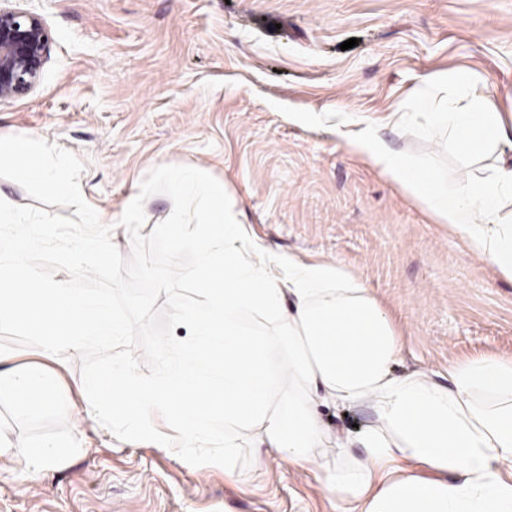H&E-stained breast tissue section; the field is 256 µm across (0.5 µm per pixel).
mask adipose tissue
Instances as JSON below:
<instances>
[{"label":"adipose tissue","mask_w":512,"mask_h":512,"mask_svg":"<svg viewBox=\"0 0 512 512\" xmlns=\"http://www.w3.org/2000/svg\"><path fill=\"white\" fill-rule=\"evenodd\" d=\"M432 81L442 97L404 106L400 118L424 131L447 129L461 160H487L481 179L446 189L434 170L390 150L374 121L350 145L512 279V214L501 208L512 197V162L504 157L512 127L488 83L469 71L451 68ZM168 180L176 212L191 195L205 205L196 233L179 223L168 228L174 246L189 242L198 252L205 301L189 316L201 343L163 361L160 380L132 393L123 384L131 364L111 379L94 378L86 409L108 401L113 418L137 435L147 411L167 408L189 447L223 423L224 474L233 479L237 427L256 429L269 450L303 468L326 442L318 403L366 404L376 420L362 436L363 455H351L348 438L336 437V459L318 473L338 512H512V360L456 362L446 387L419 370L393 375L404 340L368 288L340 267L260 249L227 208L223 183L205 169L175 170ZM257 313L275 317L277 335L247 327ZM10 359L0 352V394L23 414L53 405V375Z\"/></svg>","instance_id":"ef3b65f1"}]
</instances>
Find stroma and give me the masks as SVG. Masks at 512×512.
I'll return each instance as SVG.
<instances>
[{
    "label": "stroma",
    "instance_id": "obj_1",
    "mask_svg": "<svg viewBox=\"0 0 512 512\" xmlns=\"http://www.w3.org/2000/svg\"><path fill=\"white\" fill-rule=\"evenodd\" d=\"M53 35L34 90L0 105V136L30 135L80 158L86 202L120 218L143 178L165 164L206 169L269 252L340 267L369 288L404 338L394 375L448 381L451 362L512 359V280L463 252L447 224L347 144L355 120L378 118L461 67L486 80L512 114V0H22ZM357 44L343 49L348 39ZM393 151L436 169L448 187L483 176L438 129L391 122ZM43 361L59 403L29 416L0 395V440L72 443L33 478L0 457V512H335L314 472L268 456L239 429L224 476V428L193 451L175 417L148 411L129 436L108 403L75 414L80 359ZM328 437L361 454L364 405L319 409Z\"/></svg>",
    "mask_w": 512,
    "mask_h": 512
}]
</instances>
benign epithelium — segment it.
Wrapping results in <instances>:
<instances>
[{
  "label": "benign epithelium",
  "mask_w": 512,
  "mask_h": 512,
  "mask_svg": "<svg viewBox=\"0 0 512 512\" xmlns=\"http://www.w3.org/2000/svg\"><path fill=\"white\" fill-rule=\"evenodd\" d=\"M51 43L52 33L39 14L0 6V104L34 89Z\"/></svg>",
  "instance_id": "1"
}]
</instances>
